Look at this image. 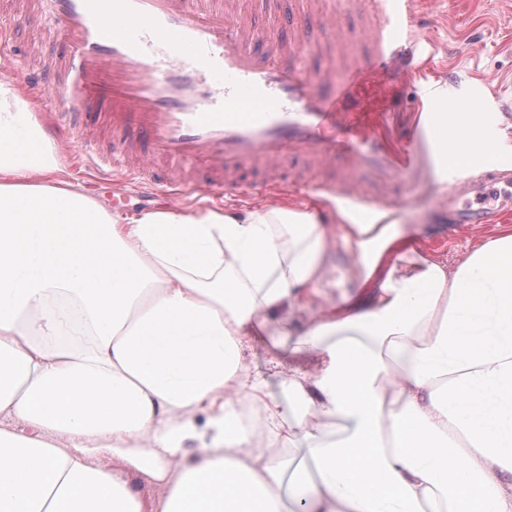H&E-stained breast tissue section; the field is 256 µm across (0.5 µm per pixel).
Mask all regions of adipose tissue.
I'll list each match as a JSON object with an SVG mask.
<instances>
[{"instance_id":"obj_1","label":"adipose tissue","mask_w":512,"mask_h":512,"mask_svg":"<svg viewBox=\"0 0 512 512\" xmlns=\"http://www.w3.org/2000/svg\"><path fill=\"white\" fill-rule=\"evenodd\" d=\"M441 163L494 148L441 122ZM59 146L21 85L0 78V512H143L122 471L166 485L159 512H512V233L452 267L407 262L398 224L344 217L359 291L303 322L331 250L318 212L111 213L62 178ZM288 353L239 372L244 343ZM314 361L283 384L267 372ZM263 403L271 432L300 431L315 476L239 423ZM210 414L201 455L173 464ZM343 422L334 441L321 421Z\"/></svg>"}]
</instances>
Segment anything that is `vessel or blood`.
Returning a JSON list of instances; mask_svg holds the SVG:
<instances>
[{
  "instance_id": "b4317fda",
  "label": "vessel or blood",
  "mask_w": 512,
  "mask_h": 512,
  "mask_svg": "<svg viewBox=\"0 0 512 512\" xmlns=\"http://www.w3.org/2000/svg\"><path fill=\"white\" fill-rule=\"evenodd\" d=\"M43 17L61 35L65 81L45 94L48 111L100 101L112 124V153L100 159L79 138V156L133 191L164 190L181 199L221 187H245L246 173L262 172L265 190L286 185L289 156L307 157L324 178L301 181L306 195L333 197L362 210L391 211L413 192L433 186L440 164L435 112H365L359 91L372 72L412 70L421 63L413 22L417 0H324L319 11L299 0L288 15V40L263 46V37L227 0H43ZM355 15L365 48L338 52V71L310 72L312 50L299 20ZM257 101L261 111L239 106ZM348 173L333 176L337 156ZM367 172V191L351 178ZM405 192L384 193L394 179ZM473 201L448 205L456 223L486 224L497 210L496 184L479 180Z\"/></svg>"
}]
</instances>
